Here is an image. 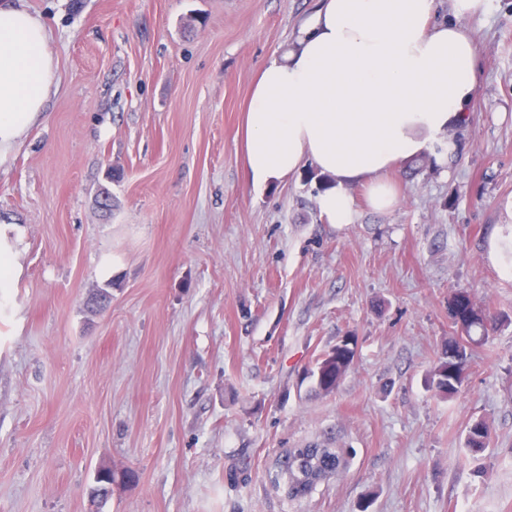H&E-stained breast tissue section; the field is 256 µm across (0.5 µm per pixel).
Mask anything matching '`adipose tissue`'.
Returning a JSON list of instances; mask_svg holds the SVG:
<instances>
[{"label":"adipose tissue","instance_id":"ef3b65f1","mask_svg":"<svg viewBox=\"0 0 512 512\" xmlns=\"http://www.w3.org/2000/svg\"><path fill=\"white\" fill-rule=\"evenodd\" d=\"M486 0H321L288 53L264 63L237 131L257 184L285 182L304 160L333 185L317 201L330 224L355 221L351 185L378 212L398 196L395 164L431 153L464 119L478 86L474 42L461 27ZM45 23L0 0V156L15 148L57 82Z\"/></svg>","mask_w":512,"mask_h":512}]
</instances>
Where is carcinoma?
Instances as JSON below:
<instances>
[{"mask_svg": "<svg viewBox=\"0 0 512 512\" xmlns=\"http://www.w3.org/2000/svg\"><path fill=\"white\" fill-rule=\"evenodd\" d=\"M451 333L445 350L426 376V385L438 398L452 400L459 396L468 380L474 348L488 342L501 324L498 315L477 305L466 290H457L448 299ZM356 356V342L347 336L317 361L313 376L317 390L333 393ZM490 439V428L484 420L466 427L464 449L468 456L483 454ZM347 448H290L278 459L280 473L286 480L288 497L302 499L317 486L335 477L348 462Z\"/></svg>", "mask_w": 512, "mask_h": 512, "instance_id": "cac0c4a2", "label": "carcinoma"}]
</instances>
